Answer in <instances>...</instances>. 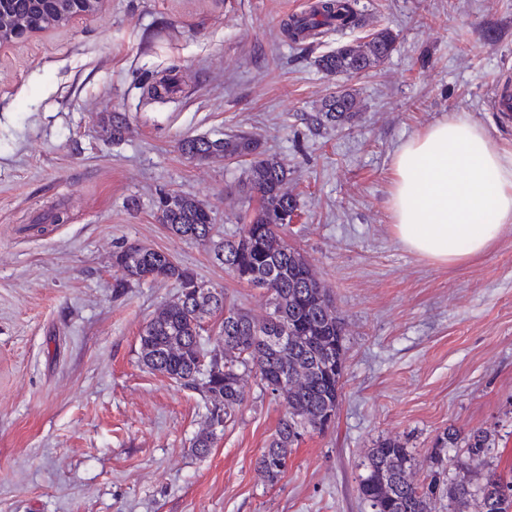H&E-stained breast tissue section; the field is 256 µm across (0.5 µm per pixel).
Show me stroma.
Wrapping results in <instances>:
<instances>
[{
	"label": "stroma",
	"instance_id": "stroma-1",
	"mask_svg": "<svg viewBox=\"0 0 512 512\" xmlns=\"http://www.w3.org/2000/svg\"><path fill=\"white\" fill-rule=\"evenodd\" d=\"M309 0H106L95 18L0 49V512H369L358 493L376 441L399 439L426 475L446 427L488 430L471 472L512 471V226L461 265L395 238V148L456 113L512 150L485 105L512 67V0H361L362 27L303 45L282 33ZM399 43L381 65L329 76L317 59L382 27ZM172 77L169 95L144 87ZM348 89L351 125L315 128ZM129 129L108 143L100 118ZM247 132L290 170L288 241L329 288L344 322L333 426L307 433L274 484L255 463L284 406L245 376V401L206 455L198 392L151 372L142 328L173 282L112 293L118 246L160 250L226 289L256 318L265 290L229 277L204 242L156 218L163 192L195 196L221 235L258 205L248 159L196 161L186 137ZM66 210L68 223L51 220ZM361 111L357 96L349 90H341L325 99L317 114L309 119L319 126H339L354 121Z\"/></svg>",
	"mask_w": 512,
	"mask_h": 512
}]
</instances>
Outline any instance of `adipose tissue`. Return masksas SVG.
Here are the masks:
<instances>
[{"mask_svg":"<svg viewBox=\"0 0 512 512\" xmlns=\"http://www.w3.org/2000/svg\"><path fill=\"white\" fill-rule=\"evenodd\" d=\"M391 165L394 233L413 253L462 264L489 251L512 225V150L495 148L467 115L407 138Z\"/></svg>","mask_w":512,"mask_h":512,"instance_id":"ef3b65f1","label":"adipose tissue"}]
</instances>
